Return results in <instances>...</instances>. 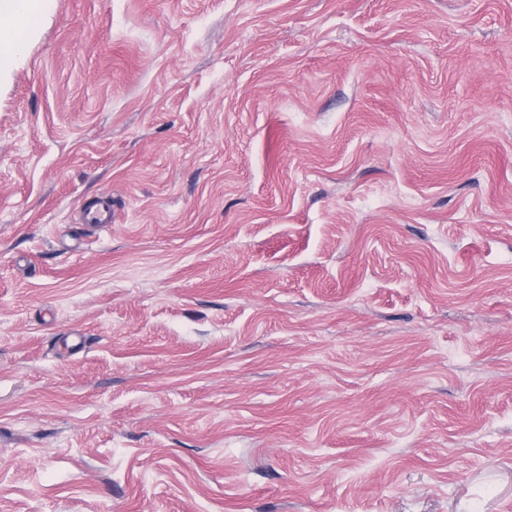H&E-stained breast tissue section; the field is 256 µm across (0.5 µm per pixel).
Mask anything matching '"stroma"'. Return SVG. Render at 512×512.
Segmentation results:
<instances>
[{
    "label": "stroma",
    "mask_w": 512,
    "mask_h": 512,
    "mask_svg": "<svg viewBox=\"0 0 512 512\" xmlns=\"http://www.w3.org/2000/svg\"><path fill=\"white\" fill-rule=\"evenodd\" d=\"M0 512H512V0H48Z\"/></svg>",
    "instance_id": "obj_1"
}]
</instances>
